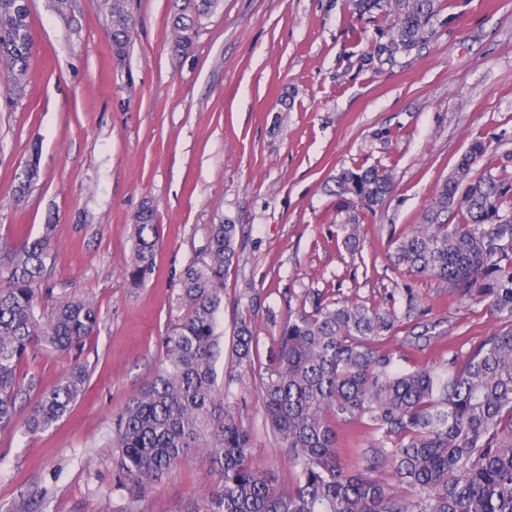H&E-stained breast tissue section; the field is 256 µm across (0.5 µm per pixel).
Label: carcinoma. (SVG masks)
Instances as JSON below:
<instances>
[{"mask_svg":"<svg viewBox=\"0 0 512 512\" xmlns=\"http://www.w3.org/2000/svg\"><path fill=\"white\" fill-rule=\"evenodd\" d=\"M221 0H171L172 47L186 53L202 19ZM112 50L126 54L134 17L130 0H103ZM438 0H355V9H387L393 44L414 46L438 11ZM28 0H0V72L22 92L31 53ZM489 149L473 141L433 197L417 229L395 241L396 262L433 279L448 293L482 305L504 328L463 356L405 369L379 341L402 327L394 310L317 297L311 310H288L275 356L258 373L265 422L295 480L251 463L250 434L229 387L255 373L257 344L247 323L235 326L231 371L218 384L224 337V276L237 252L238 228L208 226L206 246L187 266L177 300L183 309L164 337L152 382L115 417L116 482L130 499L125 512H146L145 492L174 472L190 449L200 451L215 480L203 512H512V179L475 175ZM377 166L344 169L336 177L341 205L373 210L392 188ZM458 216L440 224L444 212ZM350 252L360 247L355 224L338 227ZM52 225L0 261V430L34 435L64 417L84 395L88 372L72 365L49 390L27 368L40 352L81 348L100 318L91 300L56 295L44 280ZM157 210L143 203L133 217L125 271L134 285L154 268ZM38 392L24 410L16 400ZM377 434L375 459L344 464L329 418ZM390 467L394 485L375 476Z\"/></svg>","mask_w":512,"mask_h":512,"instance_id":"1","label":"carcinoma"}]
</instances>
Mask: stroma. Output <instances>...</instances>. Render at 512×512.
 Instances as JSON below:
<instances>
[{
    "label": "stroma",
    "mask_w": 512,
    "mask_h": 512,
    "mask_svg": "<svg viewBox=\"0 0 512 512\" xmlns=\"http://www.w3.org/2000/svg\"><path fill=\"white\" fill-rule=\"evenodd\" d=\"M123 60L112 55L101 0H31L26 88L0 111V258L52 225L46 281L101 311L80 357L84 396L50 429L0 431V512H122L109 443L112 421L152 381L176 296L209 225L239 228L224 278V335L250 324L260 358L306 296L397 312L405 288L422 337L383 341L403 367L464 354L499 320L395 264L393 242L421 223L473 140L475 173L512 174V0H440L412 49L389 47L392 12L360 15L352 0H223L193 49H172L170 0H133ZM39 177L18 195L31 156ZM389 169L392 192L372 211L339 208L332 182L356 166ZM157 209L152 273L124 274L132 219ZM361 225V252L336 242ZM244 405L255 466L288 484L293 471L265 426L253 382ZM212 485L197 452L145 493L149 512L202 505Z\"/></svg>",
    "instance_id": "obj_1"
}]
</instances>
